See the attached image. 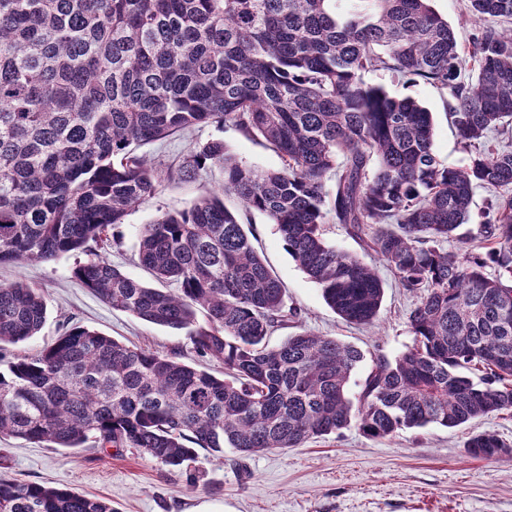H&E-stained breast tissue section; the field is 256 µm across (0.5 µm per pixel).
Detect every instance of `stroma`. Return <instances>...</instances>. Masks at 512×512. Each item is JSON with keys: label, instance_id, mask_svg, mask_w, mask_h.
<instances>
[{"label": "stroma", "instance_id": "1", "mask_svg": "<svg viewBox=\"0 0 512 512\" xmlns=\"http://www.w3.org/2000/svg\"><path fill=\"white\" fill-rule=\"evenodd\" d=\"M364 79L398 96H410L434 118V151L445 164L468 161L455 136L447 107L426 81L404 83L390 73L370 71ZM223 140L239 160L258 169L279 167L276 153L229 125L205 124L193 131L144 146L158 170L184 163L192 150ZM224 183L222 168L195 178L164 181L157 195L131 212L115 229L117 245L104 254L128 276L145 284L153 277L138 262L140 230L159 214L188 208ZM244 229L259 255L285 288L287 306L301 313V326L362 351L393 357L412 344L408 315L416 298L395 281L386 266L378 273L384 299L373 326L347 325L324 301L321 290L285 250L274 224L261 213L243 215ZM82 253L49 262L0 266V284L24 281L41 288L48 306L41 332L25 343L7 346L6 355L34 353L66 327L80 324L122 342L157 352L176 348L185 361L220 372L218 363L196 355L186 333L174 334L112 309L74 276ZM488 431L512 443V415L491 414L453 429L437 425L407 429L372 439L350 427L298 448L243 458L232 450L200 452L197 485L132 449L44 448L0 437V471L21 482L65 485L76 492L111 500L116 512H512V459L475 458L464 450L472 433Z\"/></svg>", "mask_w": 512, "mask_h": 512}]
</instances>
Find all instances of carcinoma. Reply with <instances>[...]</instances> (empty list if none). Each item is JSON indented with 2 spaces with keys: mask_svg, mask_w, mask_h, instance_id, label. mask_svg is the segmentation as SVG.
<instances>
[{
  "mask_svg": "<svg viewBox=\"0 0 512 512\" xmlns=\"http://www.w3.org/2000/svg\"><path fill=\"white\" fill-rule=\"evenodd\" d=\"M0 0V264L89 256L74 270L108 306L171 330L224 365L220 376L72 326L35 354L0 357V435L49 448H132L183 470L198 450L249 456L296 448L351 426L381 439L512 412V0H468L466 46L431 0ZM470 68L474 79L461 78ZM383 70L451 99L464 167L433 151V117L412 97L367 84ZM231 124L279 157L260 170L222 140L176 176L224 168L222 193L266 214L326 304L371 326L384 298L376 269L323 237L331 217L418 301L413 345L371 354L301 330L281 282L218 195L143 226L149 287L98 250L161 178L147 144L202 124ZM334 182V189L327 182ZM495 192L477 233L484 251L450 253L475 189ZM496 268L495 277L485 268ZM42 289L0 285V347L37 335ZM473 457L512 459L478 432ZM0 512H117L64 485L0 475Z\"/></svg>",
  "mask_w": 512,
  "mask_h": 512,
  "instance_id": "cac0c4a2",
  "label": "carcinoma"
}]
</instances>
